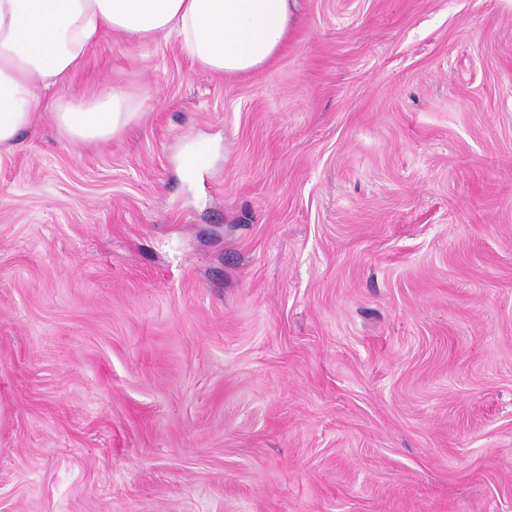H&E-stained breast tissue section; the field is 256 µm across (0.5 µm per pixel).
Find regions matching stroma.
<instances>
[{"instance_id":"stroma-1","label":"stroma","mask_w":512,"mask_h":512,"mask_svg":"<svg viewBox=\"0 0 512 512\" xmlns=\"http://www.w3.org/2000/svg\"><path fill=\"white\" fill-rule=\"evenodd\" d=\"M112 85L0 155V512H512V0H298L242 76L115 32ZM49 108L58 128L74 141L87 144L112 137L138 115L131 95L117 86L89 96L56 97Z\"/></svg>"}]
</instances>
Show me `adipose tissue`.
<instances>
[{
  "mask_svg": "<svg viewBox=\"0 0 512 512\" xmlns=\"http://www.w3.org/2000/svg\"><path fill=\"white\" fill-rule=\"evenodd\" d=\"M296 0H0V147L26 129L40 95L68 85L110 30L143 44L176 38L217 74L265 66L288 40ZM55 125L81 143L112 137L136 120L131 95L112 87L49 105Z\"/></svg>",
  "mask_w": 512,
  "mask_h": 512,
  "instance_id": "1",
  "label": "adipose tissue"
}]
</instances>
